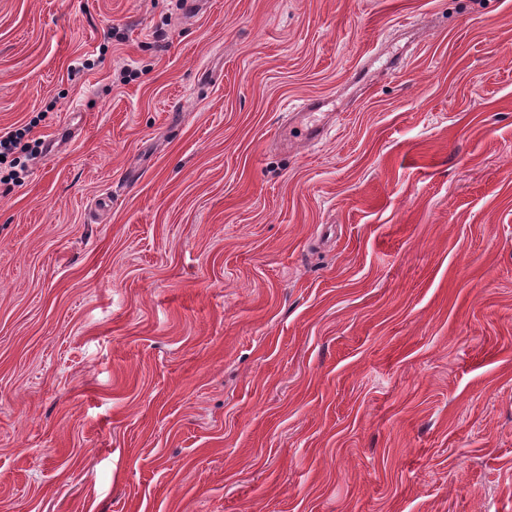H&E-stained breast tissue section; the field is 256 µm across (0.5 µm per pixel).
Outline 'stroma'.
I'll return each instance as SVG.
<instances>
[{"instance_id": "obj_1", "label": "stroma", "mask_w": 512, "mask_h": 512, "mask_svg": "<svg viewBox=\"0 0 512 512\" xmlns=\"http://www.w3.org/2000/svg\"><path fill=\"white\" fill-rule=\"evenodd\" d=\"M29 123L0 512H512V0H0Z\"/></svg>"}]
</instances>
